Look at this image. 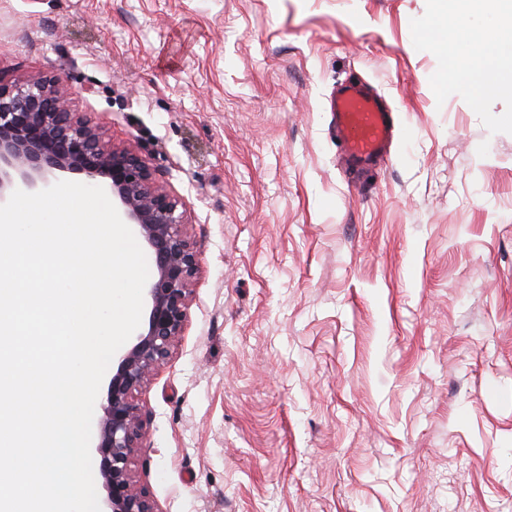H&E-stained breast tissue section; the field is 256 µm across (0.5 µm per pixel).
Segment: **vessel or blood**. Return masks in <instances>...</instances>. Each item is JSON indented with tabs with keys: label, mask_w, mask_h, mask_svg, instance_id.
Wrapping results in <instances>:
<instances>
[{
	"label": "vessel or blood",
	"mask_w": 512,
	"mask_h": 512,
	"mask_svg": "<svg viewBox=\"0 0 512 512\" xmlns=\"http://www.w3.org/2000/svg\"><path fill=\"white\" fill-rule=\"evenodd\" d=\"M345 163L374 166L388 157L396 138L395 116L386 100L365 83L343 85L331 101Z\"/></svg>",
	"instance_id": "1"
}]
</instances>
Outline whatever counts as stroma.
<instances>
[{
	"mask_svg": "<svg viewBox=\"0 0 512 512\" xmlns=\"http://www.w3.org/2000/svg\"><path fill=\"white\" fill-rule=\"evenodd\" d=\"M502 8L0 0V80L67 78L186 205L200 274L140 399L160 512H512V96L449 60ZM397 114L351 180L328 102Z\"/></svg>",
	"mask_w": 512,
	"mask_h": 512,
	"instance_id": "35a3bbf8",
	"label": "stroma"
}]
</instances>
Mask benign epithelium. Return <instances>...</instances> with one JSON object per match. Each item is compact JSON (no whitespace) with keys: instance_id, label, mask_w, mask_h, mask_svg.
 <instances>
[{"instance_id":"7a95c632","label":"benign epithelium","mask_w":512,"mask_h":512,"mask_svg":"<svg viewBox=\"0 0 512 512\" xmlns=\"http://www.w3.org/2000/svg\"><path fill=\"white\" fill-rule=\"evenodd\" d=\"M75 92L60 76L0 81V204L16 189L40 191L79 175L112 196L124 223L149 249L146 321L112 359L93 445L106 490L103 512H159L138 485L133 465L145 448L146 412L139 394L170 358L186 327L199 274L185 204L155 177L136 150L104 140L73 109Z\"/></svg>"}]
</instances>
